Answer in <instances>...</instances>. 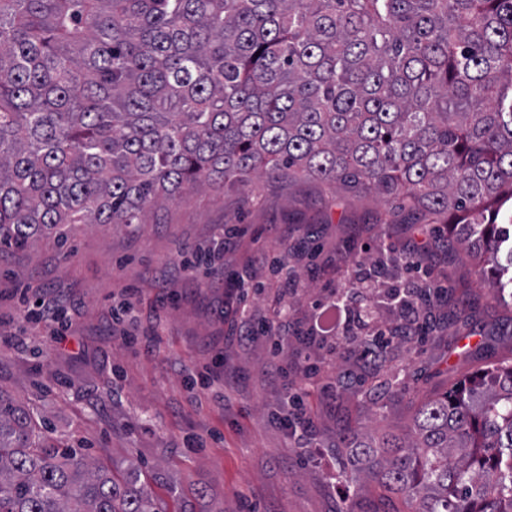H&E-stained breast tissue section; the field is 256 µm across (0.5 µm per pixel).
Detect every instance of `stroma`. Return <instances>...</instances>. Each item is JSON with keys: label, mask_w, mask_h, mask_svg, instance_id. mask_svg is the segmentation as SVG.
<instances>
[{"label": "stroma", "mask_w": 512, "mask_h": 512, "mask_svg": "<svg viewBox=\"0 0 512 512\" xmlns=\"http://www.w3.org/2000/svg\"><path fill=\"white\" fill-rule=\"evenodd\" d=\"M414 231L375 194L266 179L230 196L219 184L185 193L137 227L81 225L69 259L50 240L0 258V391L47 413L56 435L100 462L122 471L136 459L154 495L176 488L189 507L202 487L208 512H373L365 485L349 479L354 467L336 445L338 430L359 415L377 430L403 427L410 401L512 353L500 302L448 240L420 267L407 266ZM220 238L225 264L248 278L252 320L287 305L292 336L311 335L314 302L365 278L360 262L368 255L388 268L370 292L376 325L397 321L389 294L413 278L448 294L431 336L393 343L374 370L362 369L345 342L307 343L289 354L291 377L303 380L311 363L336 384L334 399L304 397L312 427L297 439L270 419L279 397L266 380L269 346L224 343L223 276L204 264L189 278L179 267ZM258 244L272 257L287 250L298 288L283 292L274 264L248 265ZM39 301L64 309L54 326L60 338L24 317ZM152 325V353L124 343L126 331ZM219 356L235 376L224 392L197 382Z\"/></svg>", "instance_id": "obj_1"}]
</instances>
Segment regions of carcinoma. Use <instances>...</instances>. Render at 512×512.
I'll list each match as a JSON object with an SVG mask.
<instances>
[{
  "mask_svg": "<svg viewBox=\"0 0 512 512\" xmlns=\"http://www.w3.org/2000/svg\"><path fill=\"white\" fill-rule=\"evenodd\" d=\"M308 179L512 240V0H0V254L146 223L216 183ZM481 283L512 289L508 265ZM392 512H512V360L341 430ZM0 391V512H184Z\"/></svg>",
  "mask_w": 512,
  "mask_h": 512,
  "instance_id": "1",
  "label": "carcinoma"
}]
</instances>
